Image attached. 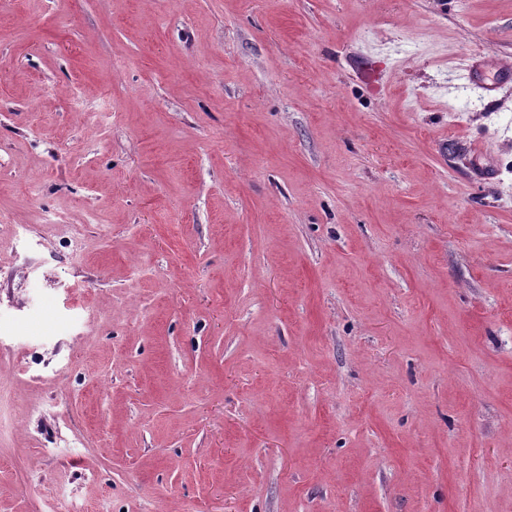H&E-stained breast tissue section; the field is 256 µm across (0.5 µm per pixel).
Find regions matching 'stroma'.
I'll list each match as a JSON object with an SVG mask.
<instances>
[{
  "instance_id": "35a3bbf8",
  "label": "stroma",
  "mask_w": 512,
  "mask_h": 512,
  "mask_svg": "<svg viewBox=\"0 0 512 512\" xmlns=\"http://www.w3.org/2000/svg\"><path fill=\"white\" fill-rule=\"evenodd\" d=\"M502 67L512 0H0V512H512Z\"/></svg>"
}]
</instances>
